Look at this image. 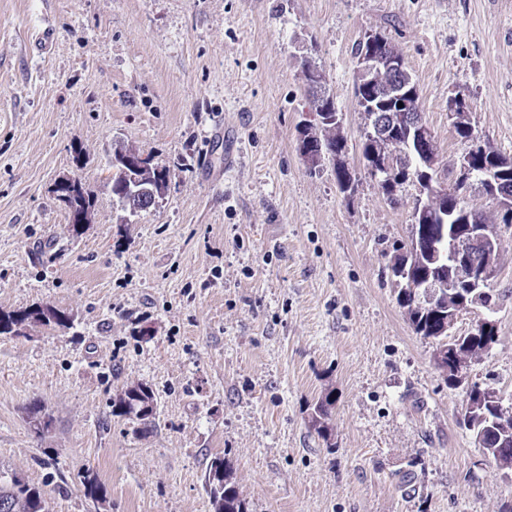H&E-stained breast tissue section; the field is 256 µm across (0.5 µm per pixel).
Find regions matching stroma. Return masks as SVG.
<instances>
[{"label": "stroma", "mask_w": 512, "mask_h": 512, "mask_svg": "<svg viewBox=\"0 0 512 512\" xmlns=\"http://www.w3.org/2000/svg\"><path fill=\"white\" fill-rule=\"evenodd\" d=\"M369 30L404 55L445 187L464 152L456 102L512 157V0H0V311L75 318L0 336V466L51 512H212L204 476L222 453L250 512H512V476L460 425L465 392L387 275L419 189L389 205L361 156L352 47ZM305 57L343 114L349 200L298 151ZM119 144L170 171L133 216L105 180ZM64 177L94 199L77 234ZM466 198L501 240L498 302L452 333L496 321L468 375L512 402V224L480 184ZM138 381L157 401L146 432L112 414ZM327 393L326 441L310 420ZM34 402L53 418L42 435ZM59 317L70 321V324L66 328H73L74 320L72 316L52 304L36 305L23 310L1 312L0 325L2 327L4 320L12 321L13 319H20L21 323H24L23 328L26 331L34 327L55 329L56 327L60 328Z\"/></svg>", "instance_id": "obj_1"}]
</instances>
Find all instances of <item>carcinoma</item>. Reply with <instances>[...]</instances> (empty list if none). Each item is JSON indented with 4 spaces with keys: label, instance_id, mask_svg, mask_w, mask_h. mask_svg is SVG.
Segmentation results:
<instances>
[{
    "label": "carcinoma",
    "instance_id": "obj_1",
    "mask_svg": "<svg viewBox=\"0 0 512 512\" xmlns=\"http://www.w3.org/2000/svg\"><path fill=\"white\" fill-rule=\"evenodd\" d=\"M376 51L383 56L404 59V55L395 43L386 35L380 32L365 34L353 47L354 57H359L370 51ZM301 71L304 77L307 91L311 96L312 111L324 113L328 121L322 122L315 127H309L300 132L298 149H303L309 141L320 145L325 154V161L331 162L332 156H340L342 160L334 163L333 170L336 174V183L339 190H344V178H352L350 169L344 160L346 142L341 134L342 122L334 120L338 113L336 102L325 88V77L320 69L308 60L301 63ZM355 96L364 118H370L376 109H392L397 107L399 102L409 103L414 109H420L419 89L417 83L409 70H404L400 78L392 80L388 72L383 71L374 76L370 84L357 78L354 87ZM456 121L454 127L457 136L463 143L474 140L473 130L468 121L465 109L459 107L455 110ZM401 149L412 153L411 140L405 132L387 136L372 137L369 132H364L362 141V155L367 166L372 167L385 159L393 156L396 150ZM471 160L479 165H485L495 169L503 181L502 190L512 195V157H507L486 142L482 148L471 155ZM115 173L112 174V185L110 187L112 197L118 202L125 203L127 190L125 186L126 173L121 166H114ZM423 174L419 173L416 166L403 163L391 173V180L396 183H406L412 180H420ZM170 178V171L157 166H149L142 172L144 184L150 188L161 185L162 190H167ZM429 181L433 188L424 194H419L413 207V220L417 228V235L420 238H433L442 235L453 234L455 227H463L465 224H486L487 217L483 212L469 206L460 191L465 183L456 182L454 194H448L438 181L437 177L430 176ZM57 200L68 197V205L65 209L69 214L88 215L94 206L92 198L84 190L81 181L74 185H68L55 189ZM407 264L411 268L412 278H421L431 273L434 265L425 255L418 252L413 240L400 244L393 248L386 266L389 278L398 287L397 301L408 316L414 332L424 339L432 340L435 349L446 353L448 359L461 353H469L473 357H480L486 340L482 337L439 336L436 327L440 320L448 315V301L444 300L436 305L428 303L421 298L416 289L404 282V278L398 274L397 266ZM72 320V316L52 304L31 306L23 310L1 312L0 323L7 320L19 319L24 322V329L30 330L34 327L54 329L60 327L59 319ZM333 400L327 394L317 400L311 413V425L317 435L324 441L331 437V407ZM27 419L30 426L38 434L47 431L51 425L50 415L43 412L40 405L33 403L26 408ZM157 413V402L152 389L145 383L133 384L126 388L124 393L112 403V415L135 419L139 424L148 426L152 424ZM488 420L481 421L478 416L471 418V423H463V426L472 432L473 436H482L484 451L492 457L502 448L496 446L498 434L505 431H512V420L506 425L497 429L487 428L494 419L495 414L491 409H484ZM205 488L212 512H250L249 503L239 492L232 481V464L226 456L217 455L209 462L205 473ZM9 502L8 512H49L48 502L43 496L41 489L20 473L0 468V501Z\"/></svg>",
    "mask_w": 512,
    "mask_h": 512
}]
</instances>
